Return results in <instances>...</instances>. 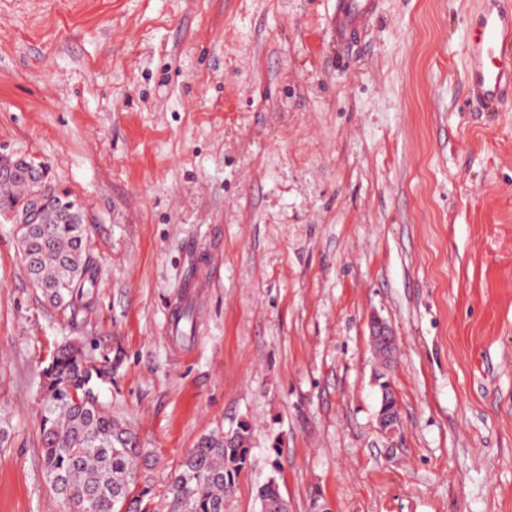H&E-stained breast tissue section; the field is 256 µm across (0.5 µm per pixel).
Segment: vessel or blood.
Returning a JSON list of instances; mask_svg holds the SVG:
<instances>
[{"label": "vessel or blood", "instance_id": "b4317fda", "mask_svg": "<svg viewBox=\"0 0 512 512\" xmlns=\"http://www.w3.org/2000/svg\"><path fill=\"white\" fill-rule=\"evenodd\" d=\"M378 0H336L330 19L338 43L352 47L376 13ZM467 97L488 111L512 101V0H482L467 20Z\"/></svg>", "mask_w": 512, "mask_h": 512}]
</instances>
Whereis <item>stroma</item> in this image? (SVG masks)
Here are the masks:
<instances>
[{"label":"stroma","mask_w":512,"mask_h":512,"mask_svg":"<svg viewBox=\"0 0 512 512\" xmlns=\"http://www.w3.org/2000/svg\"><path fill=\"white\" fill-rule=\"evenodd\" d=\"M480 0H0V154L81 204L98 285L70 320L0 222V512H67L42 371L81 342L163 491L251 427L224 512H512V104H466ZM397 341L380 432L370 325ZM378 0H336V10L330 18L336 42L350 48L358 42L359 36L376 13ZM260 512H288L279 483L270 478L259 490Z\"/></svg>","instance_id":"obj_1"}]
</instances>
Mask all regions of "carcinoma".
Wrapping results in <instances>:
<instances>
[{
	"label": "carcinoma",
	"mask_w": 512,
	"mask_h": 512,
	"mask_svg": "<svg viewBox=\"0 0 512 512\" xmlns=\"http://www.w3.org/2000/svg\"><path fill=\"white\" fill-rule=\"evenodd\" d=\"M29 178L21 172L0 184V219L24 211ZM40 223L25 224L17 233L29 278L45 297L76 319L89 305L96 272L83 219L65 213L56 188L47 183ZM40 398L41 457L52 489L71 512H224V493L244 467L251 435L242 425L231 445L224 432H213L189 450L174 472L161 501L139 480L143 451L128 429L112 417L95 390L112 377L110 360L100 361L84 346H61L43 371ZM260 512H288L276 479L259 490Z\"/></svg>",
	"instance_id": "1"
}]
</instances>
